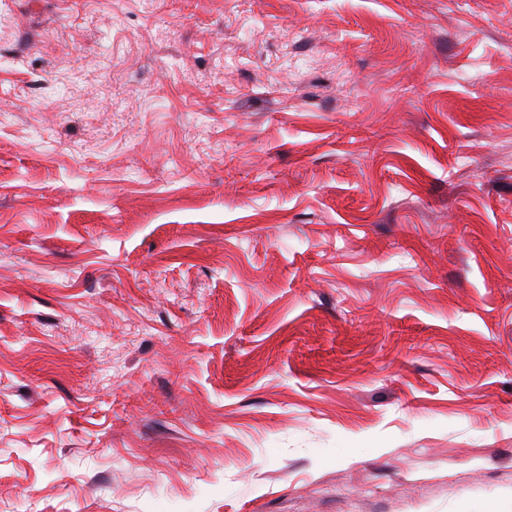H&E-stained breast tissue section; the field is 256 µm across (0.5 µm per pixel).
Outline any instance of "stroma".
Segmentation results:
<instances>
[{
	"instance_id": "35a3bbf8",
	"label": "stroma",
	"mask_w": 512,
	"mask_h": 512,
	"mask_svg": "<svg viewBox=\"0 0 512 512\" xmlns=\"http://www.w3.org/2000/svg\"><path fill=\"white\" fill-rule=\"evenodd\" d=\"M0 512H512V0H0Z\"/></svg>"
}]
</instances>
